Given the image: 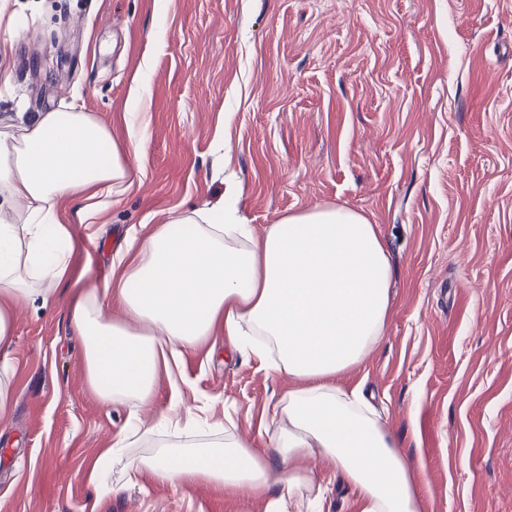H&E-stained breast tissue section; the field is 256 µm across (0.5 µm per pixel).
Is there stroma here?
I'll list each match as a JSON object with an SVG mask.
<instances>
[{
  "instance_id": "obj_1",
  "label": "stroma",
  "mask_w": 512,
  "mask_h": 512,
  "mask_svg": "<svg viewBox=\"0 0 512 512\" xmlns=\"http://www.w3.org/2000/svg\"><path fill=\"white\" fill-rule=\"evenodd\" d=\"M143 79L141 102L128 97ZM78 108L128 158L131 190L76 239L59 301L16 312L0 422V512H262L241 494L127 478L93 461L140 416L130 459L205 437L86 387L64 298L99 287L131 233L231 197L263 235L284 216L345 207L377 224L393 267L383 341L338 378L363 386L417 478L424 512H512V0H0V125ZM192 414L257 439L287 376L227 338L187 352ZM323 512H359L323 457Z\"/></svg>"
}]
</instances>
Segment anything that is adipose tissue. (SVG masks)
Here are the masks:
<instances>
[{
	"label": "adipose tissue",
	"instance_id": "1",
	"mask_svg": "<svg viewBox=\"0 0 512 512\" xmlns=\"http://www.w3.org/2000/svg\"><path fill=\"white\" fill-rule=\"evenodd\" d=\"M125 148L94 115L40 113L0 130V348L12 342L14 308L48 301L70 275L63 199L87 190L124 193ZM117 277L68 298L92 392L105 403L152 408L160 371L171 389L184 350L228 336L297 384L281 400L282 424L268 452L234 431L223 442L130 461L157 483L224 485L295 512L298 495L320 498L322 483L299 460L328 457L351 484L360 512H422L423 501L399 443L361 387L342 390L336 375L382 341L389 311L390 258L377 225L345 208L283 217L263 236L237 223L231 207L176 213L130 237ZM127 319L106 320L107 299Z\"/></svg>",
	"mask_w": 512,
	"mask_h": 512
}]
</instances>
